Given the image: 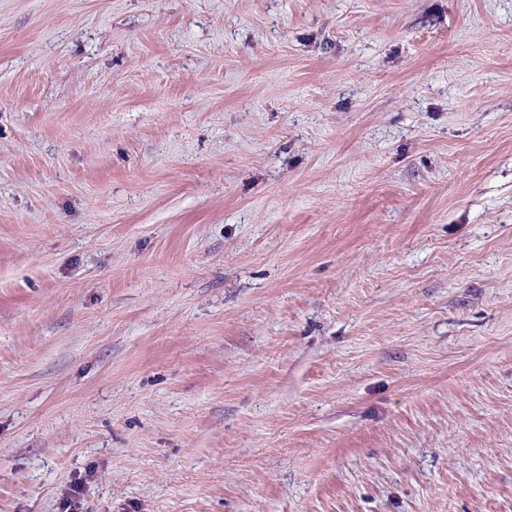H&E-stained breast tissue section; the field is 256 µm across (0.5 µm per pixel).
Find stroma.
I'll use <instances>...</instances> for the list:
<instances>
[{"label":"stroma","mask_w":512,"mask_h":512,"mask_svg":"<svg viewBox=\"0 0 512 512\" xmlns=\"http://www.w3.org/2000/svg\"><path fill=\"white\" fill-rule=\"evenodd\" d=\"M512 512V0H0V512Z\"/></svg>","instance_id":"stroma-1"}]
</instances>
